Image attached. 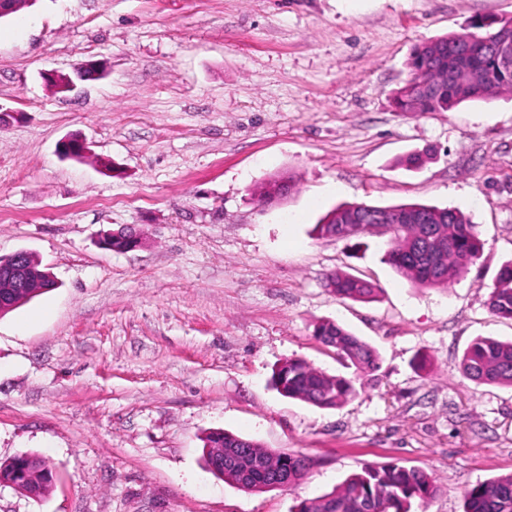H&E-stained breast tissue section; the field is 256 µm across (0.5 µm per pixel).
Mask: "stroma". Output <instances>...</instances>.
Wrapping results in <instances>:
<instances>
[{"instance_id":"stroma-1","label":"stroma","mask_w":512,"mask_h":512,"mask_svg":"<svg viewBox=\"0 0 512 512\" xmlns=\"http://www.w3.org/2000/svg\"><path fill=\"white\" fill-rule=\"evenodd\" d=\"M512 0H37L0 19V255L30 252L55 289L0 317V462L47 458L40 498L0 485V512H295L367 464L432 473L412 512H463L464 491L512 473V387L459 364L476 337L512 339L486 306L512 260V93L402 114L415 45ZM106 74L59 94L50 70ZM79 134L84 159L61 157ZM431 153L422 167L399 160ZM297 175L285 201L257 188ZM460 209L482 243L469 272L418 288L387 239L321 238L337 204ZM137 226L141 247L100 248ZM341 269L375 300L326 288ZM332 320L381 358L340 407L281 396L273 369L328 374ZM427 355L425 370L412 362ZM223 429L312 464L252 493L210 473Z\"/></svg>"}]
</instances>
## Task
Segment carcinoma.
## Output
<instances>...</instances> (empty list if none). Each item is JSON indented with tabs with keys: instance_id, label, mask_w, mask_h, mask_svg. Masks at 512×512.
<instances>
[{
	"instance_id": "cac0c4a2",
	"label": "carcinoma",
	"mask_w": 512,
	"mask_h": 512,
	"mask_svg": "<svg viewBox=\"0 0 512 512\" xmlns=\"http://www.w3.org/2000/svg\"><path fill=\"white\" fill-rule=\"evenodd\" d=\"M502 33H512V17L492 18L472 25L470 31L450 32L417 45L408 60L409 78L393 94L395 109L401 113L447 112L465 101L512 92V65L503 63L498 49ZM295 189L293 177L274 176L263 184L260 198L271 204ZM314 232L336 239L365 234L388 237L387 263L419 288L447 286L452 278L468 273L481 251L474 225L460 210L423 204H340L315 225ZM326 286L336 296L355 301L377 295L372 282L339 270L326 275ZM487 307L496 318L512 320V262L499 269ZM314 338L353 369V375H329L303 359L290 358L272 376L281 395L319 408H335L357 394L358 381L380 370L376 349L333 321L319 322ZM460 370L476 384L512 387V341L474 339L463 352ZM221 446L224 469L213 474L249 492L265 491L272 469L288 473L291 486L311 466L307 456L278 453L231 432L211 431L203 437L204 454L209 456L211 449ZM2 480L15 482L38 498L52 484L53 473L43 457L23 454L0 464ZM439 492L435 478L421 468L369 465L331 492L300 501L296 512H411L412 502L426 503ZM464 500V512H512V474L473 486L464 492Z\"/></svg>"
}]
</instances>
